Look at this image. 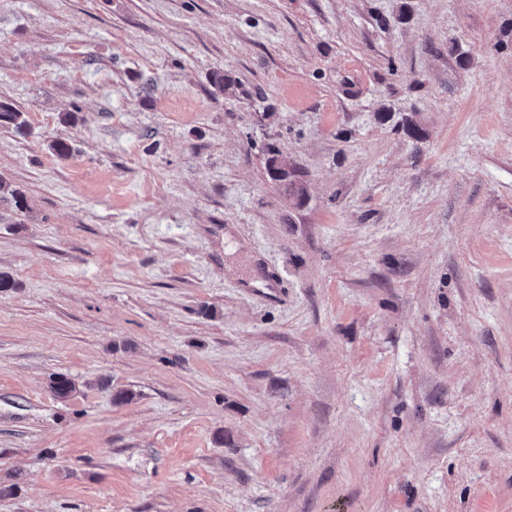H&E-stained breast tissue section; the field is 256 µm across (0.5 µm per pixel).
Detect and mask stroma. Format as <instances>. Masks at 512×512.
I'll list each match as a JSON object with an SVG mask.
<instances>
[{"instance_id":"1","label":"stroma","mask_w":512,"mask_h":512,"mask_svg":"<svg viewBox=\"0 0 512 512\" xmlns=\"http://www.w3.org/2000/svg\"><path fill=\"white\" fill-rule=\"evenodd\" d=\"M0 101V512H512V0H0ZM288 158L283 156L278 150H271V157L268 161L269 174L272 168L281 165V176L275 181L282 187L284 194L289 198L296 201L297 205H301L304 201L305 190L302 182L299 179L298 172L293 167L289 166Z\"/></svg>"}]
</instances>
